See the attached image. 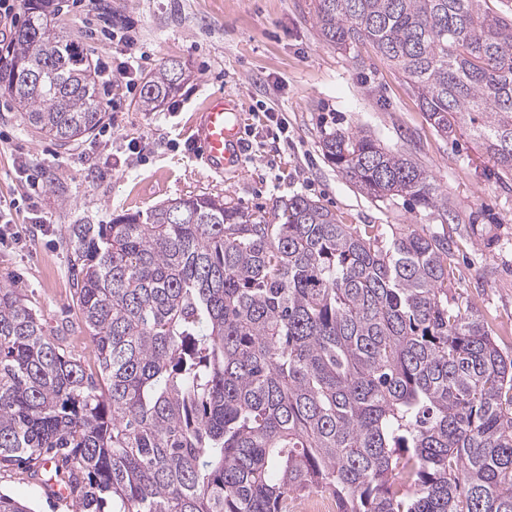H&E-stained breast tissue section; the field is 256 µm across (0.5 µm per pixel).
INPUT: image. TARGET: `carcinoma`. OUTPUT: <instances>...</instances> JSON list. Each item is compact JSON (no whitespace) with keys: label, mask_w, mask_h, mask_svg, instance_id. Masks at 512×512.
I'll return each instance as SVG.
<instances>
[{"label":"carcinoma","mask_w":512,"mask_h":512,"mask_svg":"<svg viewBox=\"0 0 512 512\" xmlns=\"http://www.w3.org/2000/svg\"><path fill=\"white\" fill-rule=\"evenodd\" d=\"M484 0H313L320 37L368 44L442 136L467 127L512 177V16ZM0 44V89L62 145L103 115L54 0ZM177 62L144 83L158 110ZM324 155L376 200L448 212L409 155L362 132ZM73 298L94 365L0 280V469L64 486L76 512H512V358L448 304L451 241L341 224L295 195L246 213L209 193L70 224ZM0 512H33L0 492Z\"/></svg>","instance_id":"obj_1"}]
</instances>
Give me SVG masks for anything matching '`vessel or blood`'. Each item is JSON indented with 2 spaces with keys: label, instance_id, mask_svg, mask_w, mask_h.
Returning a JSON list of instances; mask_svg holds the SVG:
<instances>
[{
  "label": "vessel or blood",
  "instance_id": "obj_1",
  "mask_svg": "<svg viewBox=\"0 0 512 512\" xmlns=\"http://www.w3.org/2000/svg\"><path fill=\"white\" fill-rule=\"evenodd\" d=\"M198 156L215 170H223L243 145L241 108L221 92L210 94L197 114Z\"/></svg>",
  "mask_w": 512,
  "mask_h": 512
}]
</instances>
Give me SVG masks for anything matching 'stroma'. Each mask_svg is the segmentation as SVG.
<instances>
[{"mask_svg":"<svg viewBox=\"0 0 512 512\" xmlns=\"http://www.w3.org/2000/svg\"><path fill=\"white\" fill-rule=\"evenodd\" d=\"M135 20L148 59L144 73L175 61L189 78L155 112L138 95L118 93L101 125L71 145L29 129L0 94V279L37 301L48 327L64 324L77 353L92 343L72 303L71 224H107L113 216L209 192L252 213L293 195L319 199L339 223L373 225L382 240L400 230L452 239L449 302L477 308L512 354V181L499 180L482 146L464 128L443 136L431 126L404 77L371 46L339 51L311 19L312 0H112ZM88 9L65 11L55 25L89 56L119 63L112 44L86 31ZM224 92L244 107V151L218 173L190 150L204 98ZM364 131L425 169L447 215L406 197L384 202L360 193L323 154L325 133ZM147 136L149 149L130 152ZM48 223H39V216ZM0 491L33 512H72L20 470H0Z\"/></svg>","mask_w":512,"mask_h":512,"instance_id":"35a3bbf8","label":"stroma"}]
</instances>
